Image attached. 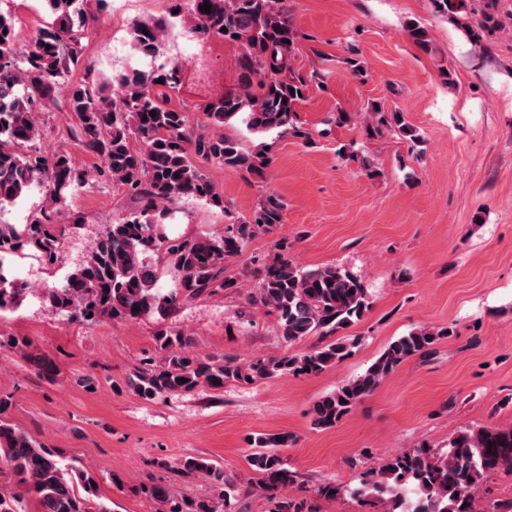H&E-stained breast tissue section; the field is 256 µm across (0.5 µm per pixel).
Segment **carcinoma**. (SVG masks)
<instances>
[{
    "label": "carcinoma",
    "instance_id": "carcinoma-1",
    "mask_svg": "<svg viewBox=\"0 0 512 512\" xmlns=\"http://www.w3.org/2000/svg\"><path fill=\"white\" fill-rule=\"evenodd\" d=\"M45 2L53 23L25 44L12 18L0 13V207L33 187L43 194V205L27 223H0V313L20 308L33 292L14 277V259L32 256L49 270L59 264L66 228L58 219L70 212L74 184L104 178L138 208L105 225L69 274L39 289L42 302L71 321H137L184 301L245 288L252 304L275 316L287 341L312 335L326 340L304 352L239 363L193 353L180 336L161 332L155 336L158 356L144 361L130 379L141 399L155 401L201 386L219 389L231 381L251 384L289 373L316 375L348 357L356 341L330 336L360 320L369 308L358 276L337 267L300 268L282 246L272 257L254 258L257 267L248 278L238 282L224 277L226 258L284 223L286 204L279 196H265L249 219L232 222L216 236L172 238L166 232V224L186 199L225 209L224 198L200 164L260 176L272 163L268 147L247 151L221 132L224 125L238 121L254 134L276 131L312 142L297 114L310 80L292 69L303 35L292 25L285 0H173L175 17L188 20L196 35L221 38L240 48L237 88L202 105L208 131L195 130L186 113L171 105V93L179 91L181 83L179 64H155L167 21L134 24L132 48L151 64L149 71L120 74L114 96L103 94L87 77L69 88L68 106L77 123L67 134L101 162L94 171L81 173L70 152L58 148L48 156L39 143L41 109L52 103L55 88L82 56L86 0ZM205 3L211 5L208 12L200 10ZM407 35L422 51L432 50L424 26L409 24ZM158 86L163 91H157ZM368 114L367 135L389 130L411 143L420 140L402 112L372 106ZM134 140L140 148L132 147ZM446 335L445 328H422L391 342L365 374L316 402L314 425L336 426L401 363L425 353ZM8 406L0 398V476L6 475L18 491H0V512H26L22 503L28 497L36 500L38 512H112L93 487L94 475L85 467L63 463L58 449L4 419ZM292 442L286 433L251 440L250 465L260 475L259 488L274 492L295 481L280 454ZM506 468L512 469V425L465 428L443 450L422 445L382 461L348 493L359 503L377 506V512H480L483 479ZM179 470L202 476L214 493L179 498L167 487L153 485L146 494L162 504V512H232L239 489L223 466L186 457Z\"/></svg>",
    "mask_w": 512,
    "mask_h": 512
}]
</instances>
